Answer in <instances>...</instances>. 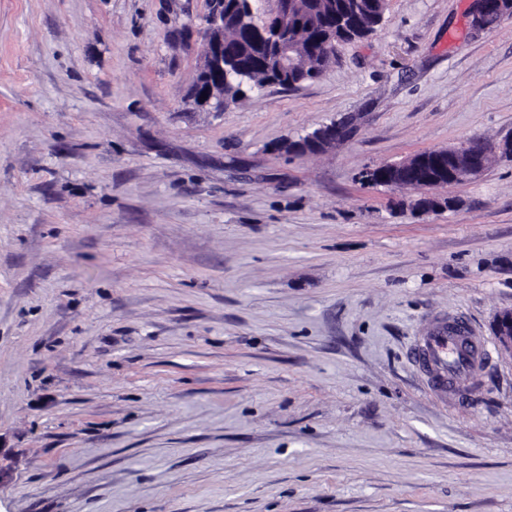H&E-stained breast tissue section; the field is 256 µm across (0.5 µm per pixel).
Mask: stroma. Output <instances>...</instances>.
Segmentation results:
<instances>
[{"instance_id": "stroma-1", "label": "stroma", "mask_w": 512, "mask_h": 512, "mask_svg": "<svg viewBox=\"0 0 512 512\" xmlns=\"http://www.w3.org/2000/svg\"><path fill=\"white\" fill-rule=\"evenodd\" d=\"M388 0L318 79L195 104L208 0H0V512H512V16ZM348 120L335 147L280 152ZM488 348L440 401L437 318ZM489 154L512 160V136L491 143L469 140L448 148L434 173L427 169V158L418 153L400 162L367 168L360 179L369 186L382 184L392 190L404 189L411 180L416 187L410 188L425 192L414 200L411 210L418 214L437 213L452 208L454 200L429 192L448 186V182L465 183L479 177L486 170ZM494 330L500 354L512 360V310L503 311L496 317Z\"/></svg>"}]
</instances>
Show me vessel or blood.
I'll use <instances>...</instances> for the list:
<instances>
[{"label":"vessel or blood","mask_w":512,"mask_h":512,"mask_svg":"<svg viewBox=\"0 0 512 512\" xmlns=\"http://www.w3.org/2000/svg\"><path fill=\"white\" fill-rule=\"evenodd\" d=\"M485 354V345L473 339L468 321L457 315L437 322L417 337L412 357L428 390L444 400L453 383L474 372Z\"/></svg>","instance_id":"vessel-or-blood-1"}]
</instances>
